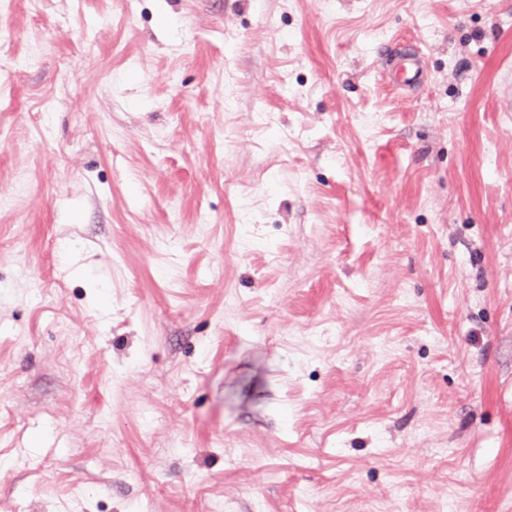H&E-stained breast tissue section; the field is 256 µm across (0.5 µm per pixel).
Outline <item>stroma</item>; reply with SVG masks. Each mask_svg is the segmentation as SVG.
Wrapping results in <instances>:
<instances>
[{"instance_id": "1", "label": "stroma", "mask_w": 512, "mask_h": 512, "mask_svg": "<svg viewBox=\"0 0 512 512\" xmlns=\"http://www.w3.org/2000/svg\"><path fill=\"white\" fill-rule=\"evenodd\" d=\"M0 30V512H512V0ZM420 61L418 57L397 53L390 61V69L395 74V79H402L404 83L410 80L408 74L416 73L419 69Z\"/></svg>"}]
</instances>
